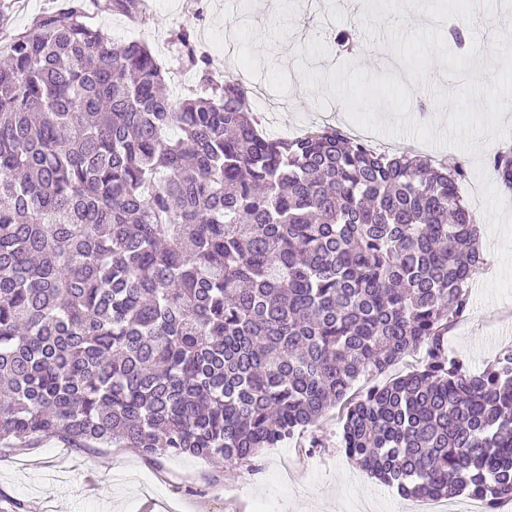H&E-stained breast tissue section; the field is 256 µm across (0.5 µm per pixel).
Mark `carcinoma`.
I'll return each instance as SVG.
<instances>
[{"instance_id": "carcinoma-1", "label": "carcinoma", "mask_w": 512, "mask_h": 512, "mask_svg": "<svg viewBox=\"0 0 512 512\" xmlns=\"http://www.w3.org/2000/svg\"><path fill=\"white\" fill-rule=\"evenodd\" d=\"M192 38L178 58L211 93L177 100L84 0L0 51V445L251 470L343 402L341 449L400 495L512 499V348L477 374L445 356L483 265L463 165L329 124L267 136ZM493 170L511 191L512 153ZM414 349L420 368L349 398Z\"/></svg>"}]
</instances>
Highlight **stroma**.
<instances>
[{"instance_id":"35a3bbf8","label":"stroma","mask_w":512,"mask_h":512,"mask_svg":"<svg viewBox=\"0 0 512 512\" xmlns=\"http://www.w3.org/2000/svg\"><path fill=\"white\" fill-rule=\"evenodd\" d=\"M184 0H155L146 20L125 21L170 36L193 28ZM208 33L226 68L271 95L248 98L250 112L280 107L281 128L296 136L328 121L368 125L381 152H417L461 162L458 191L481 229L486 262L469 288L470 312L448 335L446 352L471 372L512 347V192L490 165L512 150V5L507 0H217ZM470 26L461 58L448 57L447 23ZM355 30L363 53L340 54L326 28ZM443 111L421 114L416 79ZM341 423L328 412L300 435L264 449L255 471L221 468L189 455L152 461L135 448H68L45 438L0 456V512H400L404 497L371 479L339 446Z\"/></svg>"}]
</instances>
